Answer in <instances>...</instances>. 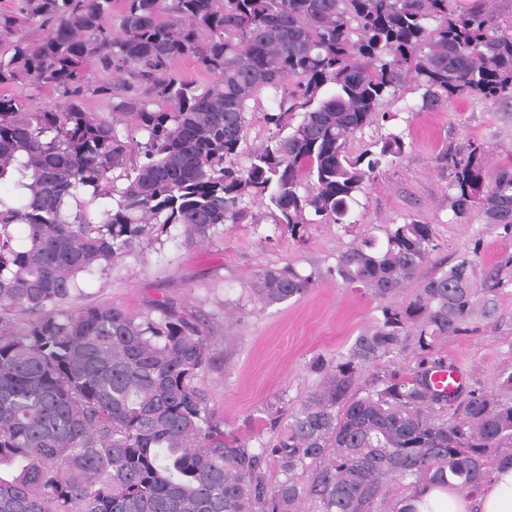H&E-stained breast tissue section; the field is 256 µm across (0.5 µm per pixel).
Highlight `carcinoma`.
<instances>
[{
	"mask_svg": "<svg viewBox=\"0 0 512 512\" xmlns=\"http://www.w3.org/2000/svg\"><path fill=\"white\" fill-rule=\"evenodd\" d=\"M495 2L123 0L116 25L112 0H17L0 12V87L25 79L61 97L43 108L0 95V468L13 471L0 475V512H297L305 500L318 512H415L405 499L383 509L393 484L473 492L512 462V371L498 395L443 396L422 366L353 390L359 368L407 337L430 353L497 313L512 254L493 266L462 254L404 296L435 248L432 224H389L336 254L327 275L367 290L380 316L336 365L315 361L323 385L292 413L267 405L264 437L224 430L212 410L195 316L164 302L140 314L63 308L81 275L112 268L157 228L178 224L197 242L261 224L256 198L293 236L347 223L383 161L405 150L390 132L377 151L348 152L366 127L394 119L386 100L411 83L425 111L464 93L512 99V23ZM183 57L212 80L180 79L172 65ZM93 69L112 82L92 87ZM91 91L116 99L112 117L85 111ZM264 93L272 133L242 165ZM450 163L453 217L478 209L511 240L512 169L489 172L477 147ZM82 193L112 205L96 222L73 215ZM318 281L268 266L246 299L266 308Z\"/></svg>",
	"mask_w": 512,
	"mask_h": 512,
	"instance_id": "cac0c4a2",
	"label": "carcinoma"
}]
</instances>
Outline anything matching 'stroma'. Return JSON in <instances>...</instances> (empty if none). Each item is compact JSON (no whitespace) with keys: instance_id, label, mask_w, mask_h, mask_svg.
I'll return each instance as SVG.
<instances>
[{"instance_id":"35a3bbf8","label":"stroma","mask_w":512,"mask_h":512,"mask_svg":"<svg viewBox=\"0 0 512 512\" xmlns=\"http://www.w3.org/2000/svg\"><path fill=\"white\" fill-rule=\"evenodd\" d=\"M384 111L397 113L405 153L382 168L352 209L350 224L309 225L303 237L263 224H228L210 240L187 242L180 226L153 233L111 270L82 277L72 308L117 304L133 313L170 302L197 316L208 328L210 363L200 373L216 416L226 430L254 435L265 429L264 409L280 402L293 410L318 388L316 359L335 362L352 339L371 325L379 303L365 289L327 277L338 251L375 224L413 218L434 225L437 248L410 281L416 290L437 267L457 256L477 253L496 263L512 253V241L489 229L480 211L454 220L448 207L452 174L445 154L474 144L483 149L489 170L512 167V102L477 101L463 96L444 109L425 112L420 92L407 86ZM294 266L318 271L316 288L300 298L267 308L235 309L255 273L264 267ZM493 322H476L473 331L451 336L436 358L456 364L465 384L495 393L499 375L512 371V267Z\"/></svg>"}]
</instances>
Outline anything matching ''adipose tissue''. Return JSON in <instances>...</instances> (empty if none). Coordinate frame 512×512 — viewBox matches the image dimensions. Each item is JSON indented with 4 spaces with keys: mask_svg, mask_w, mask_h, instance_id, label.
<instances>
[{
    "mask_svg": "<svg viewBox=\"0 0 512 512\" xmlns=\"http://www.w3.org/2000/svg\"><path fill=\"white\" fill-rule=\"evenodd\" d=\"M415 512H512V464L496 466L476 497L459 490L420 487L411 494Z\"/></svg>",
    "mask_w": 512,
    "mask_h": 512,
    "instance_id": "adipose-tissue-1",
    "label": "adipose tissue"
}]
</instances>
